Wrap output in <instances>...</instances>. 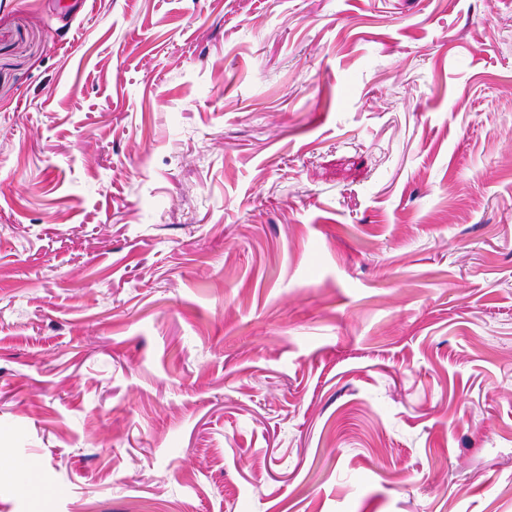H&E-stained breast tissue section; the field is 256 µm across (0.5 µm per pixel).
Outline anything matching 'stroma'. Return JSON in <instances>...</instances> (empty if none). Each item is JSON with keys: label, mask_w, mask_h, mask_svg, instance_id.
<instances>
[{"label": "stroma", "mask_w": 512, "mask_h": 512, "mask_svg": "<svg viewBox=\"0 0 512 512\" xmlns=\"http://www.w3.org/2000/svg\"><path fill=\"white\" fill-rule=\"evenodd\" d=\"M0 0V512H512V0Z\"/></svg>", "instance_id": "35a3bbf8"}]
</instances>
